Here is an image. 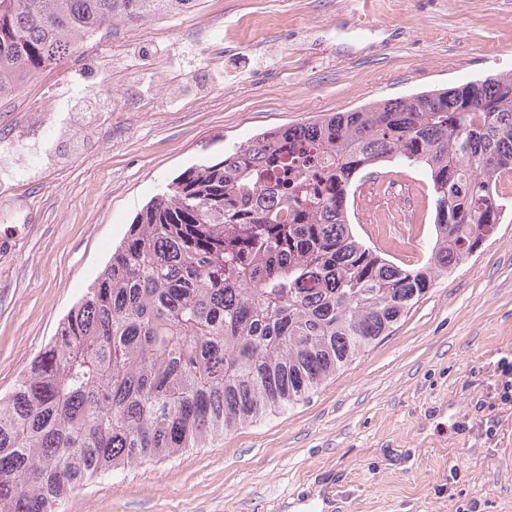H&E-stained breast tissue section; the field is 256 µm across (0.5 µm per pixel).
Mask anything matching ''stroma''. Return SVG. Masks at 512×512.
<instances>
[{
  "label": "stroma",
  "mask_w": 512,
  "mask_h": 512,
  "mask_svg": "<svg viewBox=\"0 0 512 512\" xmlns=\"http://www.w3.org/2000/svg\"><path fill=\"white\" fill-rule=\"evenodd\" d=\"M169 64L146 109L135 83ZM510 73L512 0H197L102 26L0 99V398L186 169L319 114ZM499 193L495 234L309 400L80 487L61 512H512V182ZM349 221L423 263L425 171L383 162L352 186Z\"/></svg>",
  "instance_id": "1"
}]
</instances>
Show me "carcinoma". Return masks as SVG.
Wrapping results in <instances>:
<instances>
[{"instance_id":"obj_1","label":"carcinoma","mask_w":512,"mask_h":512,"mask_svg":"<svg viewBox=\"0 0 512 512\" xmlns=\"http://www.w3.org/2000/svg\"><path fill=\"white\" fill-rule=\"evenodd\" d=\"M195 2L0 0V98L105 24ZM389 159L433 194L415 268L348 219L355 179ZM506 175L512 75L280 126L185 170L0 401V512H58L79 486L308 400L495 233Z\"/></svg>"}]
</instances>
